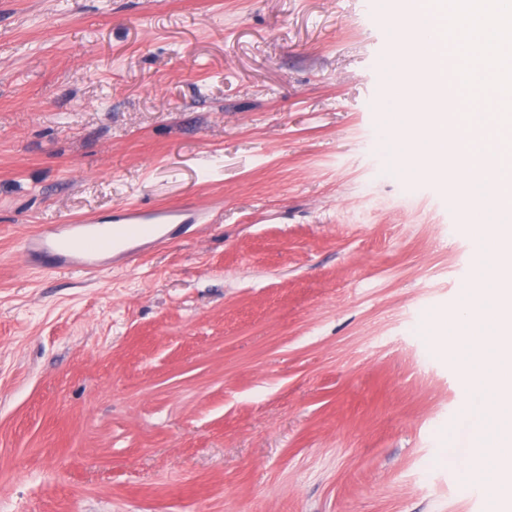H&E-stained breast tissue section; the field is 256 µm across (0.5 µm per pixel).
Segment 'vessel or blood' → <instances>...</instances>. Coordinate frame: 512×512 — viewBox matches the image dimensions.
Here are the masks:
<instances>
[{
    "label": "vessel or blood",
    "instance_id": "b4317fda",
    "mask_svg": "<svg viewBox=\"0 0 512 512\" xmlns=\"http://www.w3.org/2000/svg\"><path fill=\"white\" fill-rule=\"evenodd\" d=\"M197 219L196 210L190 208L119 207L106 222L69 219L26 237L23 253L27 262L55 272L92 274L105 268L107 254L138 255L141 242L169 240L172 225L193 224Z\"/></svg>",
    "mask_w": 512,
    "mask_h": 512
}]
</instances>
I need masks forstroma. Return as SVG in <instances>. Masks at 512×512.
<instances>
[{
  "mask_svg": "<svg viewBox=\"0 0 512 512\" xmlns=\"http://www.w3.org/2000/svg\"><path fill=\"white\" fill-rule=\"evenodd\" d=\"M392 0H0V512H488L454 181L387 176ZM205 219L96 275L25 237Z\"/></svg>",
  "mask_w": 512,
  "mask_h": 512,
  "instance_id": "35a3bbf8",
  "label": "stroma"
}]
</instances>
